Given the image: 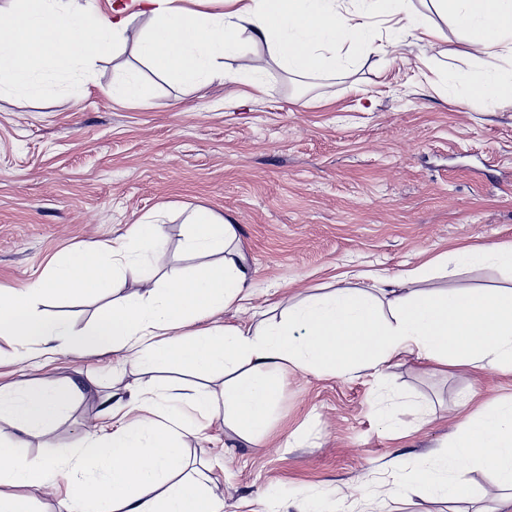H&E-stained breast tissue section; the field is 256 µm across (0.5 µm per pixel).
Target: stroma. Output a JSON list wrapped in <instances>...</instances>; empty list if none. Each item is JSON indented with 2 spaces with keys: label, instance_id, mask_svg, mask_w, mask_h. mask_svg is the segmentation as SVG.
Listing matches in <instances>:
<instances>
[{
  "label": "stroma",
  "instance_id": "1",
  "mask_svg": "<svg viewBox=\"0 0 512 512\" xmlns=\"http://www.w3.org/2000/svg\"><path fill=\"white\" fill-rule=\"evenodd\" d=\"M412 5L438 27L437 49L378 17L370 49L333 73L298 76L272 62L251 77L248 58L267 52L254 43L225 57L224 84L186 86L144 64L130 43L52 79L40 101L0 93V289L45 278L59 252L123 236L161 209L160 275L201 262L183 248L190 210L236 226L252 299L207 318L209 327L256 312L279 317L343 273L399 275L461 246L512 244V98L489 104L442 81L476 63L512 75V58L472 61L460 29L430 0ZM125 70L152 84L149 100L113 97L112 78ZM426 285L512 288V269L467 266ZM110 303L68 296L45 310L81 330ZM70 378L82 380V399L50 434L26 437V459L111 430L103 402L149 377L129 369L113 379L108 350L46 361L0 336V389ZM470 392L479 405L512 399V374L447 375L410 359L379 377L288 370L260 441L218 419L186 438V453L224 512H298L329 488L325 512H493L499 491L479 471L468 474L463 500L388 493L387 464L425 462L453 428L455 400ZM410 400L425 402L428 416L406 410Z\"/></svg>",
  "mask_w": 512,
  "mask_h": 512
}]
</instances>
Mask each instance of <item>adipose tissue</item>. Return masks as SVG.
Here are the masks:
<instances>
[{
    "instance_id": "1",
    "label": "adipose tissue",
    "mask_w": 512,
    "mask_h": 512,
    "mask_svg": "<svg viewBox=\"0 0 512 512\" xmlns=\"http://www.w3.org/2000/svg\"><path fill=\"white\" fill-rule=\"evenodd\" d=\"M20 2L12 23L0 27V92L21 89L34 99L50 79L113 54L131 33L139 55L183 85L223 82L225 56L246 40L264 41L268 50L253 60V73L270 59L297 74L335 69L338 49L368 46L365 17L391 9L404 12L406 29L426 46L437 37L410 14L408 0H360L355 10L347 0H231L232 9L218 16L187 10L178 0H114L107 17L79 0ZM433 2L462 31L465 56L512 54V0ZM448 80L490 103L512 97V79L493 71L463 70ZM160 221L144 217L112 242L57 255L47 277L28 287L1 288L0 329L49 355L112 351L116 376L129 367L193 373L203 384L184 399L189 415L175 416L169 387L153 381L104 406L103 416L114 419L111 433L86 435L68 454L29 461L0 448V512H31L29 497L15 495V488L62 483L76 512H222L206 475L185 454V437L200 431L192 418L223 419L246 441L255 440L288 369L376 374L411 356L444 372H512V288H427L424 267L396 277L358 275L289 305L277 320L199 328V321L243 307L250 297L236 228L204 208L190 213L186 249L220 259L159 280ZM129 275L143 292L114 298ZM68 294L109 295L113 302L92 327L78 331L40 310ZM218 373L224 377L219 394L206 384ZM82 393L78 379L17 396L0 390V421L24 434L48 433ZM390 469L424 495L450 500L464 493L465 474L480 470L501 491L495 512H512V400L462 417L420 468L408 473L394 460Z\"/></svg>"
}]
</instances>
